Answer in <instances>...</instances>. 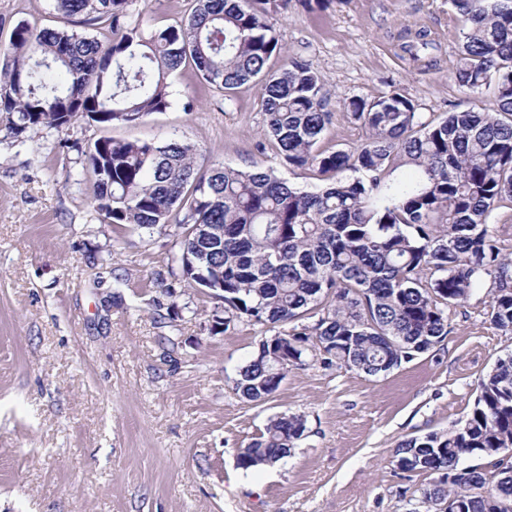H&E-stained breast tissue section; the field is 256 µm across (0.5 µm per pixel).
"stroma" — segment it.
<instances>
[{
  "label": "stroma",
  "instance_id": "1",
  "mask_svg": "<svg viewBox=\"0 0 512 512\" xmlns=\"http://www.w3.org/2000/svg\"><path fill=\"white\" fill-rule=\"evenodd\" d=\"M135 8L147 29L180 23L190 2ZM34 19L57 25L53 0H0V46ZM407 26L430 31L429 66L402 58ZM276 28L323 79L334 148L365 136L344 99L396 87L443 118L467 98L454 80L460 22L449 0H327L314 11L290 0ZM170 82L167 111L112 136L176 138L205 163L321 187L261 148L258 85L227 100L189 67ZM99 135L83 118L22 142L0 126V512H411L414 490L434 477L399 470L397 444L462 420L480 378L512 351V335L485 320L484 289L451 309L441 343L387 375L315 364L289 371L269 401L247 402L235 380L268 327L212 332L218 302L179 280L174 233L102 220L76 151ZM284 413L306 418L291 453L241 468L242 449Z\"/></svg>",
  "mask_w": 512,
  "mask_h": 512
}]
</instances>
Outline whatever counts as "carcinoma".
Returning a JSON list of instances; mask_svg holds the SVG:
<instances>
[{
	"label": "carcinoma",
	"mask_w": 512,
	"mask_h": 512,
	"mask_svg": "<svg viewBox=\"0 0 512 512\" xmlns=\"http://www.w3.org/2000/svg\"><path fill=\"white\" fill-rule=\"evenodd\" d=\"M134 0H54L61 27L22 20L0 65V120L13 138L61 133L79 118L105 135L81 151L96 212L111 224L181 229L173 260L224 278L227 332L241 322L281 331L261 341L235 389L269 400L292 369L319 363L384 375L448 335V311L488 282L486 318L512 334V0H450L461 21L456 83L474 96L429 120L400 90L351 98L366 138L349 151L321 146L331 113L312 64L282 56L275 24L288 0H192L177 26L146 30ZM229 97L261 90L264 135L290 167L328 185L304 191L273 170L204 167L197 148L115 139L171 106L168 78L186 65ZM490 92V111L476 100ZM224 225L216 244L187 235ZM302 415L270 419L238 457L244 469L287 456ZM512 354L481 380L466 418L397 445L402 471L437 473L418 503L448 499L464 512H512ZM466 460L474 464L464 467Z\"/></svg>",
	"instance_id": "1"
}]
</instances>
